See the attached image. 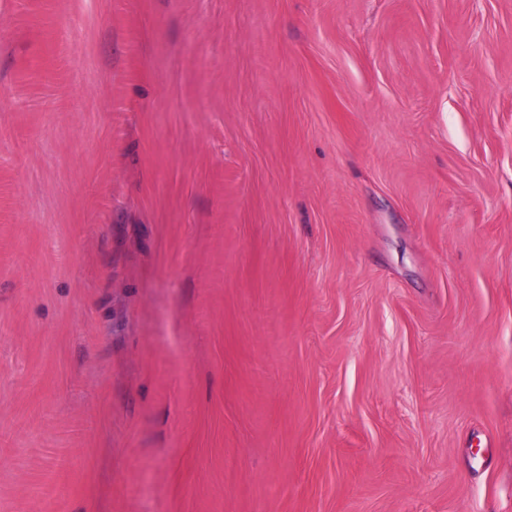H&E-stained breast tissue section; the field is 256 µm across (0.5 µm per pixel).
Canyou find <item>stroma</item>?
<instances>
[{
	"mask_svg": "<svg viewBox=\"0 0 512 512\" xmlns=\"http://www.w3.org/2000/svg\"><path fill=\"white\" fill-rule=\"evenodd\" d=\"M0 512H512V0H0Z\"/></svg>",
	"mask_w": 512,
	"mask_h": 512,
	"instance_id": "35a3bbf8",
	"label": "stroma"
}]
</instances>
